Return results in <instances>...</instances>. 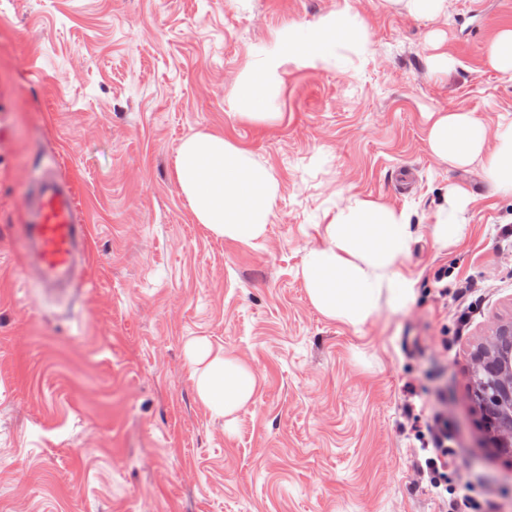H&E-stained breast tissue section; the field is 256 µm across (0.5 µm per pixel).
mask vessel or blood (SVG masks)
I'll return each mask as SVG.
<instances>
[{
	"label": "vessel or blood",
	"instance_id": "b4317fda",
	"mask_svg": "<svg viewBox=\"0 0 512 512\" xmlns=\"http://www.w3.org/2000/svg\"><path fill=\"white\" fill-rule=\"evenodd\" d=\"M25 267L45 295L68 294L82 279L91 227L79 212L69 181L44 172L25 200Z\"/></svg>",
	"mask_w": 512,
	"mask_h": 512
}]
</instances>
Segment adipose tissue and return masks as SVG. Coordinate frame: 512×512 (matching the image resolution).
<instances>
[{
  "label": "adipose tissue",
  "mask_w": 512,
  "mask_h": 512,
  "mask_svg": "<svg viewBox=\"0 0 512 512\" xmlns=\"http://www.w3.org/2000/svg\"><path fill=\"white\" fill-rule=\"evenodd\" d=\"M365 47L367 34L357 15L342 9L289 35L284 50L250 63L232 103L240 115L274 119L273 89L281 68L301 55L314 63H331L341 44ZM432 154L449 165H480L495 193L512 196V122L488 129L473 113L455 108L439 113L428 138ZM181 193L194 218L212 233L232 241L252 242L266 232L279 184L250 153L223 135L198 132L185 138L175 158ZM470 193L455 187L445 194L433 217L436 243L458 242L466 229ZM413 242L406 210L355 198L325 227L323 244L308 248L302 276L308 297L323 315L357 327L387 306L398 311L415 297L414 279L399 269ZM211 409L232 415L256 389L253 371L237 358H211L197 380Z\"/></svg>",
  "instance_id": "ef3b65f1"
}]
</instances>
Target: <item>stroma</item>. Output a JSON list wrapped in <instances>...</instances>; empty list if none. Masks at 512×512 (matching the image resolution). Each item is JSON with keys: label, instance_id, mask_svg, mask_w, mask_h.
<instances>
[{"label": "stroma", "instance_id": "obj_1", "mask_svg": "<svg viewBox=\"0 0 512 512\" xmlns=\"http://www.w3.org/2000/svg\"><path fill=\"white\" fill-rule=\"evenodd\" d=\"M447 2L427 20L389 0H0V512H438L413 418L439 405L449 488L512 512V460L484 443L470 375L512 325V197L438 160L427 119L512 121V75L485 61L512 0ZM346 6L365 53L291 60L276 120L234 115L256 55ZM208 131L280 185L257 241L214 235L178 187L181 141ZM49 169L92 227L64 298L24 265L21 203ZM453 186L469 228L442 250L431 217ZM352 197L408 211L417 282L406 310L357 327L319 312L301 274ZM199 344L256 375L232 416L197 393Z\"/></svg>", "mask_w": 512, "mask_h": 512}]
</instances>
